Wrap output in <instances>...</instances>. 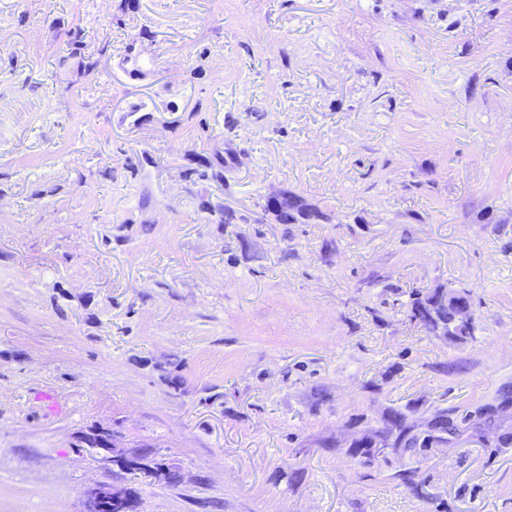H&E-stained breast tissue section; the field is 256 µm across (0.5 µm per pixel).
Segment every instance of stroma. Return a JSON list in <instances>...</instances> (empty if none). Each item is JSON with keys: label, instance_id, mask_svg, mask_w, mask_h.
Returning <instances> with one entry per match:
<instances>
[{"label": "stroma", "instance_id": "stroma-1", "mask_svg": "<svg viewBox=\"0 0 512 512\" xmlns=\"http://www.w3.org/2000/svg\"><path fill=\"white\" fill-rule=\"evenodd\" d=\"M103 484L512 512V0H0V512ZM71 43L74 46L73 56L77 58L76 62V73L79 78L86 77L87 79L99 78L101 71L100 58L105 53V44L99 47L97 50L90 49L85 51V45L83 42L82 31L79 28H75L69 32ZM436 291V290H435ZM446 304L452 309L454 320L472 323L473 316L465 292L457 288H438L429 305ZM386 441L389 436H394V448H417L419 440L416 436L410 435L409 427L406 425L404 417L400 414H394L381 433Z\"/></svg>", "mask_w": 512, "mask_h": 512}]
</instances>
